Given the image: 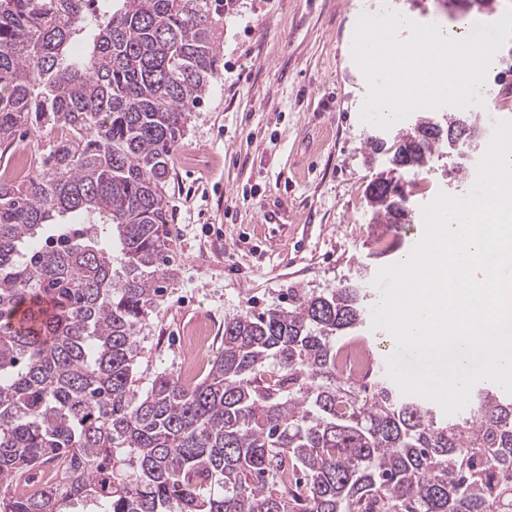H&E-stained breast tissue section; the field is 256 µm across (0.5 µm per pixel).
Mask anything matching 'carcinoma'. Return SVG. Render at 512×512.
I'll use <instances>...</instances> for the list:
<instances>
[{"label": "carcinoma", "mask_w": 512, "mask_h": 512, "mask_svg": "<svg viewBox=\"0 0 512 512\" xmlns=\"http://www.w3.org/2000/svg\"><path fill=\"white\" fill-rule=\"evenodd\" d=\"M95 2L0 0V148L48 120L65 131L28 180L0 174V512H512V395L480 384L447 419L385 379L365 399L336 376L337 344L367 321L356 283L226 318L201 381L135 389L170 155L214 73L224 0ZM463 123L423 112L370 153L458 170ZM366 196L372 223H408L379 182ZM49 224L57 245L39 247Z\"/></svg>", "instance_id": "1"}]
</instances>
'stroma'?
<instances>
[{"label": "stroma", "mask_w": 512, "mask_h": 512, "mask_svg": "<svg viewBox=\"0 0 512 512\" xmlns=\"http://www.w3.org/2000/svg\"><path fill=\"white\" fill-rule=\"evenodd\" d=\"M388 8L455 27L499 20L512 0L453 12L440 0H232L215 75L170 163L169 277L138 336L140 390L176 372L179 338L195 317L213 316L216 351L226 318L287 307L304 289L356 282L379 300L373 280L411 252L422 206L441 192L470 191L495 120L512 119V41L497 53L487 105L477 112L480 150L459 172L442 157L421 174H403L413 221L397 232L396 249L379 255L365 190L389 162L368 158L366 142L393 139L413 121L385 132L361 122L365 78L351 46L360 14ZM267 212L278 223L262 224Z\"/></svg>", "instance_id": "obj_1"}]
</instances>
